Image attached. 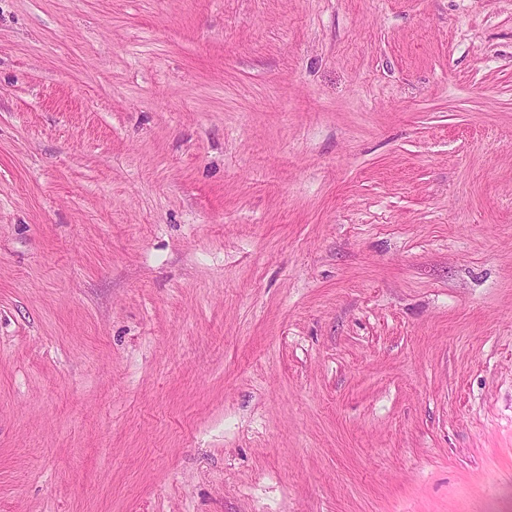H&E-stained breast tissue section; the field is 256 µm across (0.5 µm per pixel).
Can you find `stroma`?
<instances>
[{
  "label": "stroma",
  "mask_w": 512,
  "mask_h": 512,
  "mask_svg": "<svg viewBox=\"0 0 512 512\" xmlns=\"http://www.w3.org/2000/svg\"><path fill=\"white\" fill-rule=\"evenodd\" d=\"M0 512H512V0H0Z\"/></svg>",
  "instance_id": "35a3bbf8"
}]
</instances>
